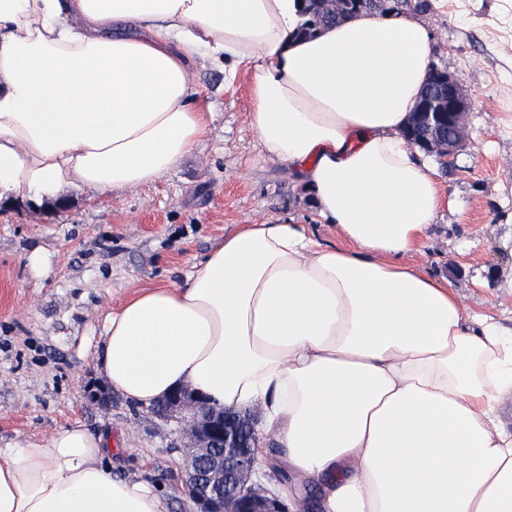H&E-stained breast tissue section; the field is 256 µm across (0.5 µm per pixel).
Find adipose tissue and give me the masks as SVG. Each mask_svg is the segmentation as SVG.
Listing matches in <instances>:
<instances>
[{"instance_id":"adipose-tissue-1","label":"adipose tissue","mask_w":512,"mask_h":512,"mask_svg":"<svg viewBox=\"0 0 512 512\" xmlns=\"http://www.w3.org/2000/svg\"><path fill=\"white\" fill-rule=\"evenodd\" d=\"M300 23L298 0H0V189L150 185L209 134L192 65L250 67L259 141L340 241L238 225L185 283L110 315L108 385L145 408L182 387L261 406L279 495L313 489L308 512H512V329L414 260L443 206L401 135L432 34L408 14ZM106 446L73 424L0 448V512H167Z\"/></svg>"}]
</instances>
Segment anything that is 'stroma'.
<instances>
[{
  "label": "stroma",
  "instance_id": "35a3bbf8",
  "mask_svg": "<svg viewBox=\"0 0 512 512\" xmlns=\"http://www.w3.org/2000/svg\"><path fill=\"white\" fill-rule=\"evenodd\" d=\"M418 20L432 65L461 78L467 141L434 171L447 197L414 260L448 278L466 312L512 328V0H432ZM251 72L191 71L193 101L211 107L209 137L153 184L62 188L42 201L0 197V448L82 424L110 440L113 475L149 481L185 512L175 423L109 388L98 365L105 323L132 293L181 284L239 224L336 232L297 172L267 156L251 127ZM48 261L33 266V255ZM104 401H93L95 391Z\"/></svg>",
  "mask_w": 512,
  "mask_h": 512
}]
</instances>
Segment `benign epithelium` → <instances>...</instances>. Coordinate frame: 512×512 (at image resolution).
I'll return each mask as SVG.
<instances>
[{
  "label": "benign epithelium",
  "instance_id": "obj_1",
  "mask_svg": "<svg viewBox=\"0 0 512 512\" xmlns=\"http://www.w3.org/2000/svg\"><path fill=\"white\" fill-rule=\"evenodd\" d=\"M468 111L461 79L442 71L436 89L416 104L404 136L447 164L465 145ZM150 411L171 416L180 426L188 454L182 483L191 512H289L264 486L282 475L259 466L261 437L253 414L217 410L186 388Z\"/></svg>",
  "mask_w": 512,
  "mask_h": 512
}]
</instances>
